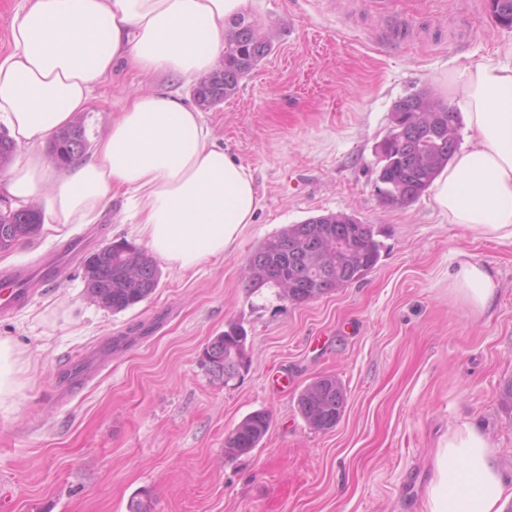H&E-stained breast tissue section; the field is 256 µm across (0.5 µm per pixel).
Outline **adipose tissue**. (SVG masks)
I'll list each match as a JSON object with an SVG mask.
<instances>
[{"label": "adipose tissue", "mask_w": 512, "mask_h": 512, "mask_svg": "<svg viewBox=\"0 0 512 512\" xmlns=\"http://www.w3.org/2000/svg\"><path fill=\"white\" fill-rule=\"evenodd\" d=\"M255 0H26L0 57V125L24 148L0 173L17 204L38 202L44 225L90 224L115 195L130 200L151 251L176 269L223 255L253 223L249 169L212 139L202 111L177 93H131L92 154L55 164L42 146L90 109L94 83L121 65L184 85L214 70L229 21ZM473 143L434 181L440 215L478 238L512 240V45L444 80ZM470 311L491 307L495 281L462 260L450 281ZM424 512H503L512 500L498 450L465 421L433 458Z\"/></svg>", "instance_id": "1"}]
</instances>
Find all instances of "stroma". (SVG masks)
Returning a JSON list of instances; mask_svg holds the SVG:
<instances>
[{
	"label": "stroma",
	"mask_w": 512,
	"mask_h": 512,
	"mask_svg": "<svg viewBox=\"0 0 512 512\" xmlns=\"http://www.w3.org/2000/svg\"><path fill=\"white\" fill-rule=\"evenodd\" d=\"M246 18L271 43L236 93L204 109L219 143L253 174L261 206L223 256L178 270L159 263L145 301L114 313L87 299L80 263L58 282L34 284L33 301L0 315L26 364L18 394L0 408V496L10 512H423L439 439L478 422L512 472V243L473 237L448 223L431 193L390 205L382 198L377 144L396 100L512 44L486 0H433L398 32L364 0H257ZM175 89L126 69L91 88L81 121L96 141L139 87ZM374 225L381 257L361 280L296 305L266 286L249 290L246 262L282 228L326 214ZM102 243L146 242L125 197L99 218ZM42 229L0 252L23 264L84 233ZM488 267L493 306L474 314L450 290L459 261ZM241 324L251 358L222 385L199 363L207 342ZM112 360L68 402L58 391L71 363L99 342ZM286 388L271 386L273 373ZM336 376L346 408L336 426L310 429L300 391ZM270 429L229 460L226 435L250 412Z\"/></svg>",
	"instance_id": "35a3bbf8"
}]
</instances>
